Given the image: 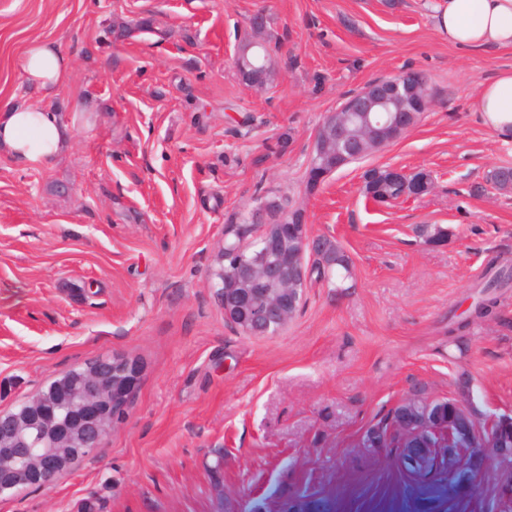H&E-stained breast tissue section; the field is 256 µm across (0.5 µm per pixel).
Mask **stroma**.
<instances>
[{
	"label": "stroma",
	"instance_id": "stroma-1",
	"mask_svg": "<svg viewBox=\"0 0 512 512\" xmlns=\"http://www.w3.org/2000/svg\"><path fill=\"white\" fill-rule=\"evenodd\" d=\"M434 4L0 0V106L49 102L70 137L46 164L0 153V410L102 354L141 366L101 448L52 486L0 496V512H77L93 494L103 512H512L486 475L362 445L414 393L443 401L463 383L482 419L512 417V288L494 317L470 320L489 259L512 267V189L487 180L512 167V141L475 106L512 49L449 45ZM260 10L277 74L256 90L232 61ZM33 39L73 65L48 100L20 71ZM407 70L429 78L427 112L307 194L327 115ZM381 166L429 172L433 187L369 201L362 175ZM260 188L302 207L353 278L308 282L285 329L251 337L206 279L228 217ZM421 224L448 228L447 242H421Z\"/></svg>",
	"mask_w": 512,
	"mask_h": 512
}]
</instances>
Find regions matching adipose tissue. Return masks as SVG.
Listing matches in <instances>:
<instances>
[{
    "mask_svg": "<svg viewBox=\"0 0 512 512\" xmlns=\"http://www.w3.org/2000/svg\"><path fill=\"white\" fill-rule=\"evenodd\" d=\"M435 11L439 31L456 47H512V0H439ZM20 68L24 82L48 97L66 84L71 74L69 58L47 40L25 45ZM477 110L487 127L502 139L512 140V69L499 71L483 83ZM67 143V127L51 107L21 104L0 108V153L18 165L50 162Z\"/></svg>",
    "mask_w": 512,
    "mask_h": 512,
    "instance_id": "obj_1",
    "label": "adipose tissue"
}]
</instances>
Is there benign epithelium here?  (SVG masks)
<instances>
[{
  "label": "benign epithelium",
  "mask_w": 512,
  "mask_h": 512,
  "mask_svg": "<svg viewBox=\"0 0 512 512\" xmlns=\"http://www.w3.org/2000/svg\"><path fill=\"white\" fill-rule=\"evenodd\" d=\"M404 83L375 79L342 98L326 126L332 137L344 140L360 157L364 129L350 122V113L365 112L366 126L378 125L377 114L390 111V104L412 91ZM279 201L262 197L251 213L258 224L259 249L248 242L226 239L214 251L208 287L218 294L224 318L239 330L263 337L277 332L294 319L300 309L307 281L306 262L316 256L318 239L308 234L305 211L279 213V223L268 215ZM141 367L130 357L101 355L65 371L52 386L22 401L8 413H0V494L38 473L36 484L53 485L67 474L75 461L95 452L103 439L130 411L135 401ZM459 463L483 459L481 472H512V448H458Z\"/></svg>",
  "instance_id": "1"
}]
</instances>
